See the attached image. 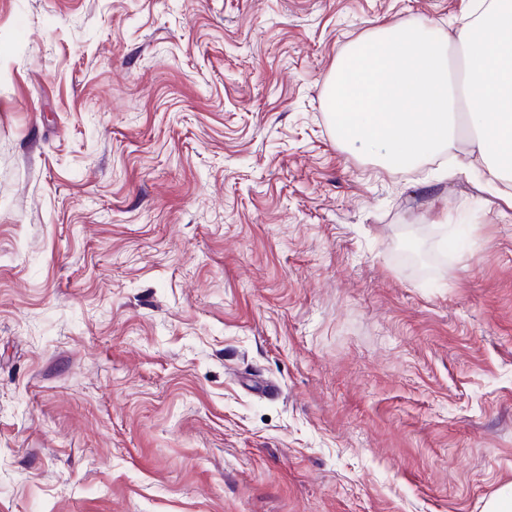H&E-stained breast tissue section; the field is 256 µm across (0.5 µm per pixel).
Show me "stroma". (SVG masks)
I'll list each match as a JSON object with an SVG mask.
<instances>
[{
	"mask_svg": "<svg viewBox=\"0 0 512 512\" xmlns=\"http://www.w3.org/2000/svg\"><path fill=\"white\" fill-rule=\"evenodd\" d=\"M468 0H0V512H483L512 483V182L322 108ZM453 178H441L444 165Z\"/></svg>",
	"mask_w": 512,
	"mask_h": 512,
	"instance_id": "1",
	"label": "stroma"
}]
</instances>
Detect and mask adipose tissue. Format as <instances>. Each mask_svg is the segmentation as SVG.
I'll list each match as a JSON object with an SVG mask.
<instances>
[{
  "label": "adipose tissue",
  "mask_w": 512,
  "mask_h": 512,
  "mask_svg": "<svg viewBox=\"0 0 512 512\" xmlns=\"http://www.w3.org/2000/svg\"><path fill=\"white\" fill-rule=\"evenodd\" d=\"M459 89L471 147L492 178L511 179L512 0H477L451 43L430 20L377 25L340 52L323 109L339 145L411 171L453 144Z\"/></svg>",
  "instance_id": "ef3b65f1"
}]
</instances>
